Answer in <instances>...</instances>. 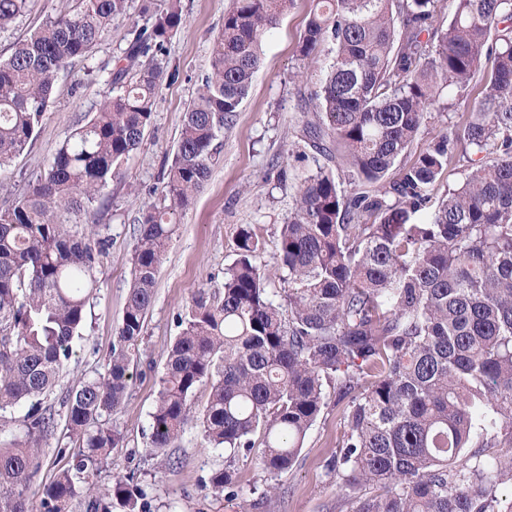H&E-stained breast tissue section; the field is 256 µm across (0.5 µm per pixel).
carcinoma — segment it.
<instances>
[{
  "mask_svg": "<svg viewBox=\"0 0 512 512\" xmlns=\"http://www.w3.org/2000/svg\"><path fill=\"white\" fill-rule=\"evenodd\" d=\"M27 0H0V28ZM74 0L0 61V167L34 139L60 74L128 22L108 72L109 96L81 115L43 175L0 207V512H147L131 476L101 489L98 465L123 442L114 415L128 395L157 277L180 217L210 177L219 134L235 126L263 39L294 0H232L211 69L184 112L159 202L147 206L132 280L103 376L61 398L82 443L30 506L45 440V397L82 336L108 238L72 217L98 200L138 148L163 81L165 44L184 24L181 0ZM310 0L299 55L330 62L308 98L303 138L319 159L278 238L281 288L255 263L240 227L222 287L195 294L159 380L147 448L175 445L196 421L225 452L209 489L234 494V462L259 449L264 469L294 467L327 403L348 401L326 462L347 512H512V0ZM479 83L477 110L412 158L409 147L446 90ZM479 156L428 211L430 188ZM346 164V191L332 165ZM209 394L201 410L196 389ZM261 434V442L253 439Z\"/></svg>",
  "mask_w": 512,
  "mask_h": 512,
  "instance_id": "1",
  "label": "carcinoma"
}]
</instances>
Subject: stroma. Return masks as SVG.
<instances>
[{
  "instance_id": "stroma-1",
  "label": "stroma",
  "mask_w": 512,
  "mask_h": 512,
  "mask_svg": "<svg viewBox=\"0 0 512 512\" xmlns=\"http://www.w3.org/2000/svg\"><path fill=\"white\" fill-rule=\"evenodd\" d=\"M230 3L182 0L185 24L167 44L169 66L177 76L164 81L152 123L125 160L122 179L109 182L101 200L78 218L79 224L96 225L110 242L101 258L97 298L54 389L55 397L107 370L130 286L138 221L143 209L158 198L167 158L179 139L183 115L210 71L213 43ZM64 5L65 0H28L26 11L0 29V60ZM308 10L307 0H294L264 39L260 66L237 123L220 136V155L211 177L183 213L159 270L130 393L116 416L124 443L104 459L98 475L104 487L114 476L133 475L146 493L149 512H336V481L327 476L324 464L344 428L342 409L332 397L291 470L273 475L264 470L258 454L240 456L235 464L237 493L230 498L213 494L207 486L212 473L224 467V451L205 447L196 424L186 425L167 454L152 455L146 449L159 379L179 332L177 315L199 289L221 287L224 270L236 257L241 226L255 229L262 242L257 262L269 274L271 290L280 288L277 229L287 220L305 178L315 170L313 151L301 137L306 116L300 107L328 61L324 55L313 63L300 59L298 43ZM126 46L125 23H114L111 36L98 44L89 60L62 74L36 137L0 168V186L21 189L44 171L81 110L105 98L107 73ZM476 104L473 98L456 100L448 110L427 113L412 152L425 148ZM171 457L176 466H168ZM270 484L276 486L275 494H266Z\"/></svg>"
}]
</instances>
